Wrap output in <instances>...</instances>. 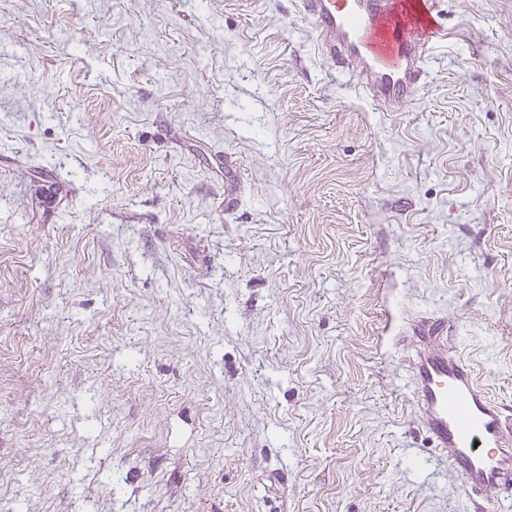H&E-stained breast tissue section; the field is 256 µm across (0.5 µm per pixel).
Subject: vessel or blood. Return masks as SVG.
Wrapping results in <instances>:
<instances>
[{"label": "vessel or blood", "instance_id": "b4317fda", "mask_svg": "<svg viewBox=\"0 0 512 512\" xmlns=\"http://www.w3.org/2000/svg\"><path fill=\"white\" fill-rule=\"evenodd\" d=\"M332 65H347L381 108L400 111L426 77V60L442 33L438 0H299ZM407 367L421 424L460 477L469 507L512 491V417L477 384L471 364L449 352L448 323L412 322Z\"/></svg>", "mask_w": 512, "mask_h": 512}]
</instances>
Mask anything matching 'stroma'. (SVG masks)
Masks as SVG:
<instances>
[{
    "mask_svg": "<svg viewBox=\"0 0 512 512\" xmlns=\"http://www.w3.org/2000/svg\"><path fill=\"white\" fill-rule=\"evenodd\" d=\"M440 3L387 112L297 0H0V512H466L401 338L512 413V0Z\"/></svg>",
    "mask_w": 512,
    "mask_h": 512,
    "instance_id": "35a3bbf8",
    "label": "stroma"
}]
</instances>
